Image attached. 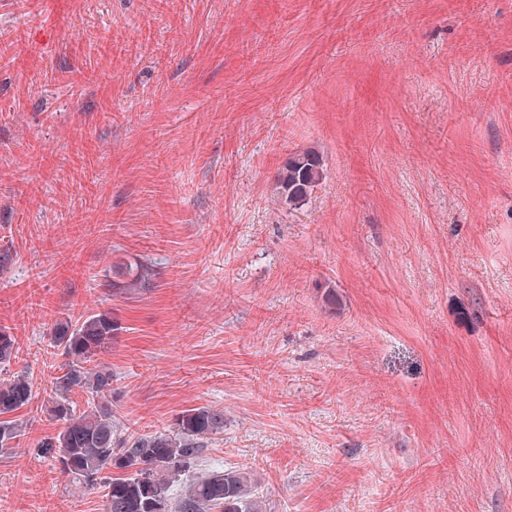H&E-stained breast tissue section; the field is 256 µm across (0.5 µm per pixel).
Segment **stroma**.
I'll return each instance as SVG.
<instances>
[{"mask_svg": "<svg viewBox=\"0 0 512 512\" xmlns=\"http://www.w3.org/2000/svg\"><path fill=\"white\" fill-rule=\"evenodd\" d=\"M96 313L123 427L223 408L269 512H512V0H0V512H103L38 446ZM322 158L313 149L291 154L278 172L276 187L290 205L304 202L324 177ZM31 399L32 389L25 375H13L0 383V455L11 451V443L22 433V423L12 415Z\"/></svg>", "mask_w": 512, "mask_h": 512, "instance_id": "1", "label": "stroma"}]
</instances>
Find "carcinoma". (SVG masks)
I'll return each instance as SVG.
<instances>
[{
    "label": "carcinoma",
    "instance_id": "carcinoma-1",
    "mask_svg": "<svg viewBox=\"0 0 512 512\" xmlns=\"http://www.w3.org/2000/svg\"><path fill=\"white\" fill-rule=\"evenodd\" d=\"M324 177L322 158L312 149L291 154L278 172L276 187L290 205L304 202ZM112 317L98 313L56 325L54 341L69 359L56 377L50 412L65 421L57 436L39 444L56 454L62 470L95 485L107 468L120 470L106 482L104 512H267L253 474L245 468L199 473L207 440L224 433V410L200 406L181 414L174 427L148 433L120 428L112 405V372L84 364L112 344ZM15 354V341L0 332V364ZM80 388L92 403L75 415L68 395ZM32 399L23 374L0 383V455L22 433L14 413ZM182 485L181 494L173 487Z\"/></svg>",
    "mask_w": 512,
    "mask_h": 512
}]
</instances>
